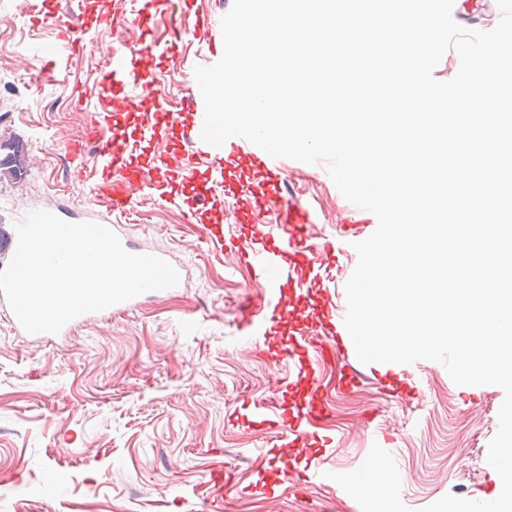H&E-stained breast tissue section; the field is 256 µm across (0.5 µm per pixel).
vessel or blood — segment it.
Wrapping results in <instances>:
<instances>
[{"label":"vessel or blood","instance_id":"1","mask_svg":"<svg viewBox=\"0 0 512 512\" xmlns=\"http://www.w3.org/2000/svg\"><path fill=\"white\" fill-rule=\"evenodd\" d=\"M191 2L175 0V38H184L190 31L205 32L210 27L208 17L191 11ZM115 22V14L109 11L99 14L94 22L80 21L75 28L62 30L57 43L42 47L41 57L51 63L58 59L60 49L79 53L83 33ZM138 72V61L132 54L109 47L107 64L97 77L103 93L94 112L87 115L85 140L70 143L69 155H82L84 143H91L97 159L93 173L95 189L101 192L102 204L110 212L126 210L130 193L137 188L154 189L167 201L176 200L179 193L190 192L194 205L189 214L201 225L206 243L229 242L239 263L251 271L250 287L261 290L265 296L263 306L245 321L248 336H277L291 315L292 295H308L324 286L327 274L335 268L332 257L339 252V245L330 239L310 241L308 231L316 224L317 215L292 196L281 198L275 223L255 221V213L261 212L271 200L267 180L275 168L274 159L261 148H250L248 140L239 136L229 138L219 147L203 141L204 105L199 92L190 93L185 106L169 113L165 125L140 124L135 136L128 139L113 135L112 101L104 90L126 89ZM246 151L251 154L253 170L261 178L253 183L236 218L239 235L228 239L223 225L210 223V205L232 197L230 181L236 176L235 161ZM318 309L312 317V330L335 337L337 346L353 351L344 314L326 297L321 298ZM312 330L302 331L294 339L280 340L274 351L265 354L271 365L289 361L297 366L298 377L304 384L300 406L273 417L252 405L245 408L247 426L270 430L275 439V463L269 475L260 476L253 486L255 493L266 497L275 495L278 484L287 478L289 467L316 472L323 462L321 450L327 439L308 429L313 417L325 409L323 392L317 384V363L307 356Z\"/></svg>","mask_w":512,"mask_h":512}]
</instances>
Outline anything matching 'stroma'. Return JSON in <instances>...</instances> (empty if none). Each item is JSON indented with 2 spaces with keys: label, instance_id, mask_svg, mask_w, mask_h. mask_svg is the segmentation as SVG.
Listing matches in <instances>:
<instances>
[{
  "label": "stroma",
  "instance_id": "obj_1",
  "mask_svg": "<svg viewBox=\"0 0 512 512\" xmlns=\"http://www.w3.org/2000/svg\"><path fill=\"white\" fill-rule=\"evenodd\" d=\"M193 2L212 15L210 33L185 37L152 66L174 106L195 82L193 65L214 64L207 46L221 40L233 0ZM133 8L132 0H62L58 21L44 23L24 0H0V140L20 141L28 161L22 179H0V229L55 202L79 220H109L137 247L185 268L171 292L50 341L21 334L0 304V512H361L332 476L358 468L378 434L390 438L409 507L497 492L487 449L499 426L500 387L456 385L443 364L420 360L395 365L413 387L399 397L370 381L348 385L353 356L328 348L320 364L327 410L318 423L334 439L327 476L294 475L273 500L247 493L271 468L273 441L245 429L238 409L246 400L279 407L276 380L286 373L243 333L249 275L230 248L205 242L187 204L138 190L127 210L110 214L90 181L75 178L66 151L82 137L86 114L72 106L71 91L92 82L122 29L91 33L80 54L61 56L52 71L29 52L77 15L109 9L129 19ZM275 164L281 178L270 191H299L319 215L316 237L365 225L366 214L354 211L325 167ZM219 462L234 472L239 492L209 483Z\"/></svg>",
  "mask_w": 512,
  "mask_h": 512
}]
</instances>
